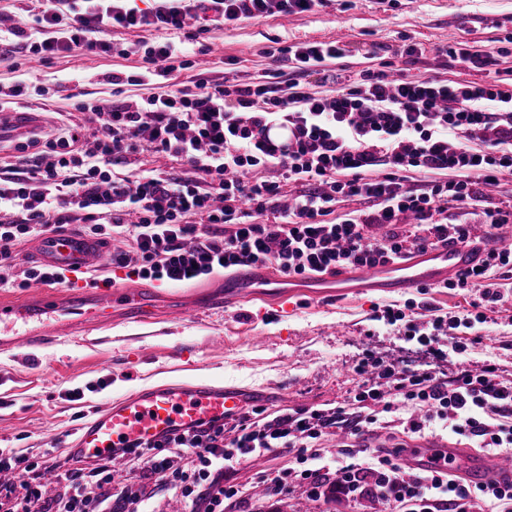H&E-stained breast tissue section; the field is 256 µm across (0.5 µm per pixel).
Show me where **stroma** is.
Wrapping results in <instances>:
<instances>
[{
	"label": "stroma",
	"instance_id": "stroma-1",
	"mask_svg": "<svg viewBox=\"0 0 512 512\" xmlns=\"http://www.w3.org/2000/svg\"><path fill=\"white\" fill-rule=\"evenodd\" d=\"M512 36V0H325L314 12L249 20L201 35L208 52L201 61L213 76L230 72L249 78L272 69L263 51L272 41L289 45L307 41H340L347 53L341 67L358 73L392 60L394 49L418 43L424 53L417 62L402 64L407 76L464 82L471 73L446 64L436 50L448 42L481 48L499 47ZM132 34L115 32L117 53L75 55L49 64L23 63L0 68V89L17 84L28 92L17 110L41 115L51 129L56 115L72 109L70 96L84 92L89 99L139 101L147 87L116 85L112 76L131 72L136 55H123ZM380 48L378 58L370 50ZM237 58V67L228 58ZM44 87L46 96L33 92ZM501 299L480 325L481 344L448 356L447 370L460 362L476 367L498 363L512 379V276L498 279ZM126 288L151 291L144 322L115 320L108 328H89L43 347L0 352V448H22L32 461L46 454L66 455L76 428L110 403L148 386L203 380L227 387L264 390L274 409L295 412L328 409L352 400L360 382L355 367L365 351H373L400 366L418 368L425 360L421 346L399 326L375 318L378 307L421 303L427 317L460 312L479 302L476 290L406 288L348 291L318 285L313 279H289L269 267L252 269L243 297L223 312L199 309L204 282L181 285L122 279ZM80 399H72V391ZM403 407L397 421L361 436L368 453L383 454L400 443L438 439L472 455L474 443L452 432L424 429L405 432ZM294 463V456L276 450L225 469L224 481L243 489L225 512H265L274 502L292 504L306 496L301 485L277 492L275 479Z\"/></svg>",
	"mask_w": 512,
	"mask_h": 512
}]
</instances>
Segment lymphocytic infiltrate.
Wrapping results in <instances>:
<instances>
[{
    "label": "lymphocytic infiltrate",
    "mask_w": 512,
    "mask_h": 512,
    "mask_svg": "<svg viewBox=\"0 0 512 512\" xmlns=\"http://www.w3.org/2000/svg\"><path fill=\"white\" fill-rule=\"evenodd\" d=\"M324 0H160L152 10L127 0H49L33 30L15 28L19 52L40 62L72 53L111 54L112 32L174 31L186 44L140 42V64L113 83L140 85L156 79L164 91L130 104L76 101L95 114L97 130L66 120L56 132L19 144L15 170L0 175V288L15 281V246L64 232H84L122 242L112 265L142 280L172 284L200 281L224 270L272 266L307 279L404 259L451 241L469 242L460 217L481 204L491 246L479 266L456 285L474 288L483 302H498L496 279L512 272V249L494 247L512 223V201L490 194L512 174V67L505 47L478 49L457 42L444 55L474 72L475 80L432 77L389 79L385 70L336 75L333 95L310 92L305 76L325 73L344 58L339 42H301L270 48V57L294 64L299 77L279 73L245 80L200 79L180 83L196 69L190 41L211 27L315 11ZM288 130L287 143L270 138ZM183 165L180 173L141 169L143 152ZM427 175L423 187L415 174ZM272 214L269 224L259 216ZM387 324L405 321L410 336L443 358L439 333L458 352L468 348L459 328L487 321L484 312L435 317L424 324L404 310L384 306ZM365 380L346 405L294 413L251 408L234 417L233 438L224 427L184 431L121 451L124 465L153 484L177 482L189 512H224L241 495L224 485L226 461H249L279 449H295L312 495L357 500L371 496L383 512H470L472 500L489 512H512V482L470 483L448 469H406L390 455L354 448L353 438L373 431L396 400L418 409L409 433L440 421L479 439L481 447L512 453V382L496 364L462 368L452 379L434 367L399 371L365 356L356 366ZM349 440L326 477L313 464L327 431ZM42 468L60 474L45 497L37 468L22 450L0 448V512H129L144 496L112 494L108 458L81 464L78 457L47 458Z\"/></svg>",
    "instance_id": "lymphocytic-infiltrate-1"
}]
</instances>
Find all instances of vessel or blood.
Here are the masks:
<instances>
[{"mask_svg": "<svg viewBox=\"0 0 512 512\" xmlns=\"http://www.w3.org/2000/svg\"><path fill=\"white\" fill-rule=\"evenodd\" d=\"M482 247L448 245L384 266L359 268L337 279L340 288H412L442 286L474 267ZM37 256L48 267L85 272L109 265L111 255L96 240L76 233L51 234L38 244ZM139 291L108 285L65 294L45 291L19 300L0 298V351L44 345L93 324L112 321L115 307L142 309ZM254 403L244 391L209 383H180L134 391L82 424L70 445L75 456H111L133 442L150 443L174 432L224 421Z\"/></svg>", "mask_w": 512, "mask_h": 512, "instance_id": "b4317fda", "label": "vessel or blood"}]
</instances>
